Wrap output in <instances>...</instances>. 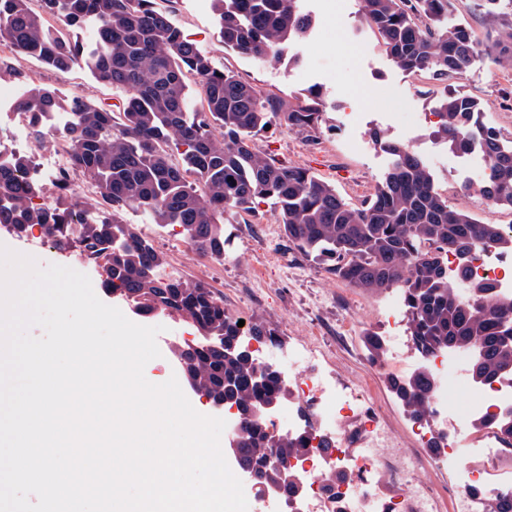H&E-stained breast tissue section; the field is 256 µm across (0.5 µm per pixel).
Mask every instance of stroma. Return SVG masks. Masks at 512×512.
Listing matches in <instances>:
<instances>
[{"label":"stroma","instance_id":"35a3bbf8","mask_svg":"<svg viewBox=\"0 0 512 512\" xmlns=\"http://www.w3.org/2000/svg\"><path fill=\"white\" fill-rule=\"evenodd\" d=\"M305 5L312 26L298 49V63L257 64L224 47L213 0H155L156 8L169 12L217 67L234 71L271 96L292 101L317 87L335 103L316 142L282 127L257 136L258 149L309 169L359 205L373 193L388 166L387 155L371 138L372 131L380 130L425 161L439 192L451 204L484 224H512V209L461 192L462 183L473 174L469 157L435 141L431 116L442 85L392 63L377 33L361 22L358 0H305ZM33 84L84 95L111 110L124 97L120 88L94 79L81 67L57 73L36 60L16 57L9 70L0 73L1 88ZM460 85L485 104V122L503 134L512 133V68L480 54ZM152 238L171 278L207 284L223 298L227 315L274 330L277 345L283 347L314 337L336 364L337 384L373 405L393 433L405 437L413 422L390 391L388 372L370 367L362 342L368 331L386 335L385 309L398 289L372 293L337 280L289 244L268 202L225 225L220 261L190 252L172 231L156 229ZM256 265L264 270V283L244 287Z\"/></svg>","mask_w":512,"mask_h":512}]
</instances>
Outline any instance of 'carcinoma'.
Masks as SVG:
<instances>
[{"label":"carcinoma","mask_w":512,"mask_h":512,"mask_svg":"<svg viewBox=\"0 0 512 512\" xmlns=\"http://www.w3.org/2000/svg\"><path fill=\"white\" fill-rule=\"evenodd\" d=\"M30 2L0 0V47L6 52L0 70L8 68L10 54L32 57L58 73L82 65L125 97L114 112L83 95L63 99L55 88L28 91L19 108L29 114L38 142L47 133L42 114L66 103L70 170L91 185L95 203L91 208L82 192L67 189L65 207L37 204L42 188L24 178L28 158L20 157L0 165V224L20 234L41 226L57 248L97 259L103 287L139 314L177 316L194 328L186 379L213 401L230 400L241 411L240 435L226 453L274 482L287 464L284 449L300 448L304 439L275 440L256 423L279 388L278 378L260 372L243 350L224 354L220 344L241 345L238 320L224 313V301L207 285L158 277L162 257L152 241L119 226L116 215L127 208L147 213L160 228H180L192 250L222 260L224 223L269 201L288 243L327 264L336 279L367 291L401 290L419 354L471 352L475 384L512 376V298L489 283L472 282L471 298L462 300L458 286L468 270L458 266L450 281L446 261L450 253L465 261L479 243L512 252V235L449 204L432 171L407 146L374 132L391 164L370 197L354 207L332 183L254 144L273 126L314 141L332 109L322 92L309 90L296 103L262 94L216 67L154 0H37V11ZM214 4L224 46L263 63L281 61L283 50L311 25L301 0ZM477 6L495 23L485 51L492 62L512 66V0H478ZM454 8V0H359L361 20L378 33L399 69L446 84L436 138L460 154L480 146L490 168L483 197L512 209V136L481 120L485 104L451 89L479 49L472 29L451 20ZM49 17L76 30L95 23L93 44L62 35ZM68 224L82 225L78 237L63 234ZM388 384L411 419L431 416L434 380L427 370Z\"/></svg>","instance_id":"obj_1"}]
</instances>
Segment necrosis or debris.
<instances>
[{"instance_id":"obj_1","label":"necrosis or debris","mask_w":512,"mask_h":512,"mask_svg":"<svg viewBox=\"0 0 512 512\" xmlns=\"http://www.w3.org/2000/svg\"><path fill=\"white\" fill-rule=\"evenodd\" d=\"M23 88L0 92V162L27 150L32 161L27 179L57 187L73 186L68 149L61 136L67 120L50 113L45 124L57 138L54 150L33 148L29 118L18 109ZM469 278L491 282L512 296V253L481 243L469 259ZM256 365L278 369L283 378L277 411L262 421L276 436L288 432L281 417L295 415L296 429L305 431L307 448L290 458L293 480L302 486L301 512H484L487 498L512 495V454L500 452L494 424L512 411V379L475 388L466 406L448 403V388L465 386L464 351H439L424 365L435 378L429 403L433 415L417 422L419 444L432 448L436 467L449 473L448 488L436 492L423 475V464L407 455L378 412L352 391L337 387L323 373L321 351L313 345L288 350L258 348ZM486 420L479 433H470L474 419Z\"/></svg>"}]
</instances>
